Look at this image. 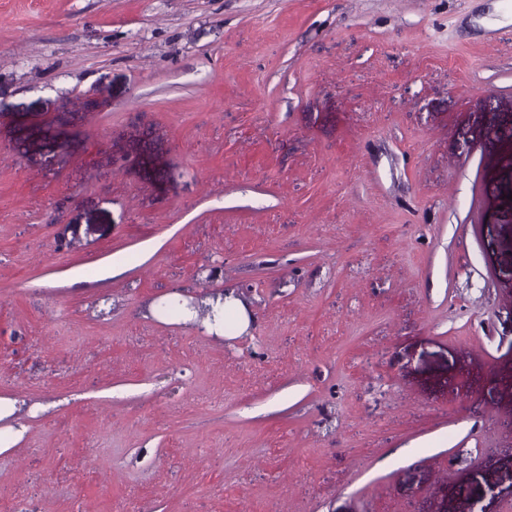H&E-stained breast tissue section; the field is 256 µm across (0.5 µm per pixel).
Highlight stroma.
Instances as JSON below:
<instances>
[{
	"mask_svg": "<svg viewBox=\"0 0 512 512\" xmlns=\"http://www.w3.org/2000/svg\"><path fill=\"white\" fill-rule=\"evenodd\" d=\"M0 403V512H512V0H0ZM228 310H231L233 315L238 318L239 327H243L247 323V319L245 316V307L235 297L227 296L224 297V305L220 303V299L212 307V314H214L215 324L213 326L217 328L222 327V314L223 316L226 314Z\"/></svg>",
	"mask_w": 512,
	"mask_h": 512,
	"instance_id": "1",
	"label": "stroma"
}]
</instances>
